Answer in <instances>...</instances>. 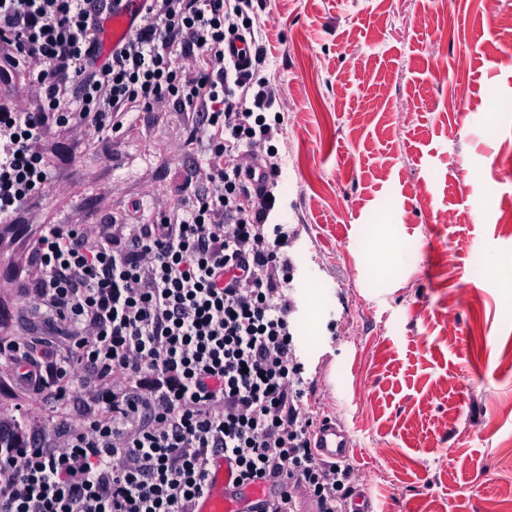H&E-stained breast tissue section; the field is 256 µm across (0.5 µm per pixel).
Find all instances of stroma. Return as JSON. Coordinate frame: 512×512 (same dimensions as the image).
Masks as SVG:
<instances>
[{"mask_svg":"<svg viewBox=\"0 0 512 512\" xmlns=\"http://www.w3.org/2000/svg\"><path fill=\"white\" fill-rule=\"evenodd\" d=\"M257 13L283 117L269 220L299 226L319 270L295 290L301 359L325 376L314 412L345 424L378 512H512V287L491 272L512 260V0L493 15L486 0H266ZM36 148L51 181L0 223V342L63 349L29 308L34 239L176 206L189 158L165 102L114 135L48 125ZM90 396L73 383L54 406L0 366V422L24 405L26 431L56 407L79 419Z\"/></svg>","mask_w":512,"mask_h":512,"instance_id":"stroma-1","label":"stroma"}]
</instances>
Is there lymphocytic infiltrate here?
<instances>
[{"label": "lymphocytic infiltrate", "mask_w": 512, "mask_h": 512, "mask_svg": "<svg viewBox=\"0 0 512 512\" xmlns=\"http://www.w3.org/2000/svg\"><path fill=\"white\" fill-rule=\"evenodd\" d=\"M253 2L145 0V22L104 58L115 0H0V73L25 74L40 100L0 106L1 223L49 180L33 148L49 122L116 133L123 113L165 100L204 155L163 215L98 244L79 224L35 239L31 308L96 391L81 422L48 421L62 446L30 435L0 455V512H195L219 457L237 485L270 486L266 512H346L355 469L311 446L288 231L268 223L282 170L259 151L279 127ZM233 38L253 44L247 67L224 56Z\"/></svg>", "instance_id": "1"}]
</instances>
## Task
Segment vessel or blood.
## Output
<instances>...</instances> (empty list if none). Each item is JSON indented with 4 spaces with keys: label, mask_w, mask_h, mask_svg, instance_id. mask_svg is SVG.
Returning <instances> with one entry per match:
<instances>
[{
    "label": "vessel or blood",
    "mask_w": 512,
    "mask_h": 512,
    "mask_svg": "<svg viewBox=\"0 0 512 512\" xmlns=\"http://www.w3.org/2000/svg\"><path fill=\"white\" fill-rule=\"evenodd\" d=\"M141 3L142 0H120L107 22L109 42H119L140 24ZM314 446L320 459L336 461L347 457L353 443L346 427L333 418L316 428ZM268 498V490L263 486L238 489L228 466L219 459L210 468L207 489L198 502L197 512H243L247 506L257 512Z\"/></svg>",
    "instance_id": "vessel-or-blood-1"
}]
</instances>
